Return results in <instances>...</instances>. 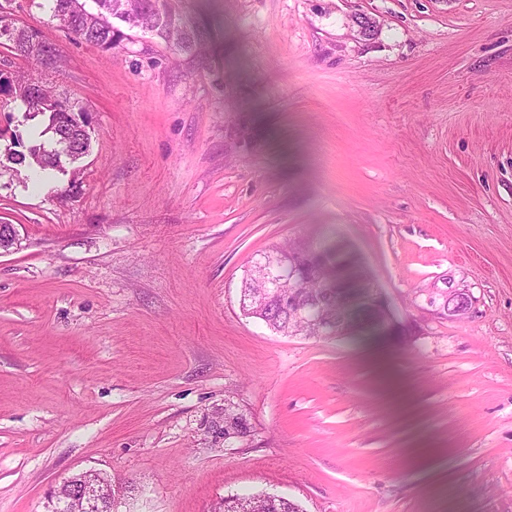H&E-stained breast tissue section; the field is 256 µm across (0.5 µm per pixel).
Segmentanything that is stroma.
I'll return each instance as SVG.
<instances>
[{"label":"stroma","mask_w":512,"mask_h":512,"mask_svg":"<svg viewBox=\"0 0 512 512\" xmlns=\"http://www.w3.org/2000/svg\"><path fill=\"white\" fill-rule=\"evenodd\" d=\"M0 0L90 110L76 176L4 163L0 512L79 472L112 512H512V0H177L211 38L107 52ZM351 247L398 340L285 336L243 276L293 240ZM469 289V315L432 297ZM247 423L224 435V417ZM251 509L248 510V509ZM219 512H301L299 505L294 501L279 496V499L269 500L267 495L243 499H224Z\"/></svg>","instance_id":"1"}]
</instances>
